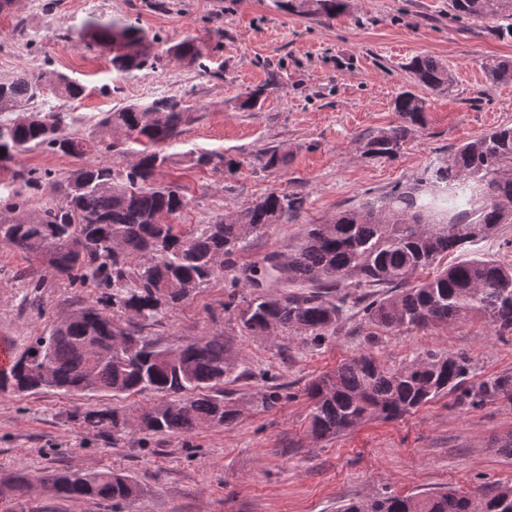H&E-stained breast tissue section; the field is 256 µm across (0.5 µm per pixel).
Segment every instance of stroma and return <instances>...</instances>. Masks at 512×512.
<instances>
[{"label":"stroma","mask_w":512,"mask_h":512,"mask_svg":"<svg viewBox=\"0 0 512 512\" xmlns=\"http://www.w3.org/2000/svg\"><path fill=\"white\" fill-rule=\"evenodd\" d=\"M92 16L137 23L155 37L161 63L115 78L109 54L77 41ZM185 39L202 47L205 68L168 56ZM417 56L445 63L451 85L442 92L417 89L427 123L397 157L363 156L361 139L397 124L393 101L415 89L407 65ZM503 59H512V33L502 22L457 18L449 0H344L336 18L323 23L278 9L275 0H15L0 13V81L22 70L49 85L60 73L79 80L88 89L81 100L49 95L41 104L43 111L68 113L78 136L89 134L93 115L112 108L158 96L183 100L188 120L156 175L158 184L181 185L187 197L172 223L198 230L274 189L304 199L299 212L251 239L162 323L145 329L163 346L223 337L245 372L224 385L240 405L237 420L184 434L126 433L114 442L85 428L83 413L108 407L133 415L163 402L164 394L0 392V512H116L108 501L64 500L48 481L54 473L108 469L140 488L117 512H341L349 502L387 492L512 484V456L501 450L512 441L510 400L473 405L455 391L399 418L317 440L306 395L313 379L352 358L370 355L397 368L429 350L469 358L471 387L512 374V335H499L479 317L385 331L353 309L334 336L314 346L302 336L248 335L224 308L228 293L245 296L234 284L243 270L268 254L290 253L307 225L415 183L458 146L512 123V81L493 84L486 74ZM259 87L261 106L238 110ZM273 146L285 154L284 165L261 169L256 155ZM194 151L223 153L238 166L231 172L195 166ZM77 166L73 157L37 149L20 155L13 170H0V184L23 192L37 210L60 201V184ZM17 170L41 176L40 186L25 187L13 177ZM473 257L512 264V222L448 260ZM96 295L0 244V343L24 350ZM275 390L279 401L263 406L261 395Z\"/></svg>","instance_id":"1"}]
</instances>
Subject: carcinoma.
<instances>
[{
  "instance_id": "carcinoma-1",
  "label": "carcinoma",
  "mask_w": 512,
  "mask_h": 512,
  "mask_svg": "<svg viewBox=\"0 0 512 512\" xmlns=\"http://www.w3.org/2000/svg\"><path fill=\"white\" fill-rule=\"evenodd\" d=\"M301 6L310 16L333 19L343 3L301 0ZM450 6L459 18L512 19V0H450ZM79 37L112 52V70L121 76L154 69L160 62L155 54L132 51L148 34L125 20L91 17ZM174 48L175 57L203 66L193 41ZM409 69L431 90L442 91L452 82L448 67L430 57H415ZM487 75L493 84L512 81V61L489 66ZM51 94L78 100L86 86L60 74ZM43 97L39 78L24 70L0 81V112L26 114L24 122L0 121V169H10L19 155L36 149L84 158L86 140L66 132V113L34 110ZM394 111L399 124L366 139L363 155L392 158L425 125L426 102L411 91L395 98ZM149 113L158 114L152 124L144 122ZM185 121L182 100L170 96L105 112L93 132L105 142L114 131H126V139L106 142V149L114 155L137 154L134 166L82 165L63 184V200L37 211L18 191L9 192L4 204L12 222L0 223L1 243L32 257H48L60 275L73 284L91 283L98 295L49 335L36 337L20 355L10 354L0 378L21 377L22 392L50 388L65 394L173 396L144 411L139 422L115 409L83 416L85 424L110 426L117 436L128 430L179 434L236 420L238 404L221 386L238 363L223 337L162 347L143 329L161 322L170 308L209 282L219 270L217 260L303 207L301 197L273 190L197 232L165 223L186 206V196L178 186L156 184L155 174L170 159L163 146L176 141ZM193 161L215 170L239 165L217 152H201ZM257 161L264 169H276L284 157L269 148ZM511 217L512 125L504 124L458 147L417 183L340 212L327 224L307 225L296 252L272 253L262 265L242 271L257 292L241 308L233 297L224 308L238 309L241 328L249 335L303 334L317 344L336 332L350 305L360 308L368 323L388 331L411 332L477 316L500 334H512V264L474 257L419 278L440 258L495 234ZM273 286L293 292H260ZM376 288L385 292L378 294ZM468 373V358L433 351L398 369L371 356L354 358L308 385L312 434L324 439L368 421L396 419L459 390ZM497 396L512 400V375L492 376L474 392L476 398ZM55 488L72 501L105 500L114 506L138 493L130 476L111 470L89 476L58 473ZM342 512H512V485L478 492L388 494L350 502Z\"/></svg>"
}]
</instances>
